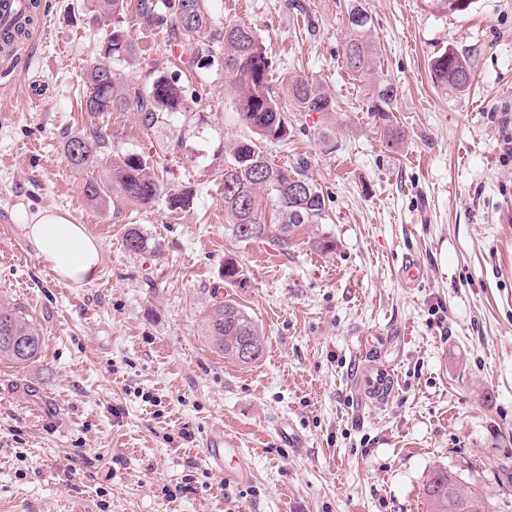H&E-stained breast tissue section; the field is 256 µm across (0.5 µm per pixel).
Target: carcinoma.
<instances>
[{
  "label": "carcinoma",
  "instance_id": "cac0c4a2",
  "mask_svg": "<svg viewBox=\"0 0 512 512\" xmlns=\"http://www.w3.org/2000/svg\"><path fill=\"white\" fill-rule=\"evenodd\" d=\"M208 0H193L185 10L184 0H137L139 22L146 29L165 31L169 47H192L190 63L205 66L216 64L224 69L228 87L237 110L254 137L236 140L226 150L224 165L219 168L222 204L230 222L231 234L247 242L265 237L270 225L262 217V192L274 194L279 216L275 230L281 245L289 243L291 232L303 225L324 223L328 216L324 192L305 176L307 160L286 168L272 162L265 153V144L288 137V121L270 84L271 63L262 41L252 27L245 24H214ZM100 18L112 28L100 52L85 72L87 95L85 111L110 112L112 109L139 112L149 126L164 116L186 108V96L179 82L161 71L152 83L142 86L120 73V66L135 54V42L121 21L126 0H95ZM348 36L343 47V63L359 78L370 76L378 60L377 50L367 37L371 18L360 0L347 5ZM430 73L437 87L463 93L473 81V65L469 57L457 51H442L430 61ZM398 89L385 83L375 91L371 102L382 124L385 145L396 150L406 134L390 119ZM288 94L299 111L332 112L336 102L324 89L303 76L289 80ZM109 136L97 127L70 137L64 146L68 164L75 169L102 167L98 176L86 180L83 195L92 205H101L116 194L127 201L147 206L165 197L173 209L190 206L193 197L173 193L155 170L149 155L108 153ZM125 247L134 253L156 248L139 230L133 228L125 236ZM224 287L240 288L246 282L243 268L227 259L221 272ZM203 336L224 357L243 363L239 349L243 341L251 342L255 354L250 362L259 360L264 352L262 330L231 294L216 298L203 320ZM15 336L25 342L26 350L15 349L0 340V360L26 365L38 358L44 347L39 324L17 303L0 298V337ZM428 512H495L491 498L477 488L466 489L458 476L446 469L433 471L425 486Z\"/></svg>",
  "mask_w": 512,
  "mask_h": 512
}]
</instances>
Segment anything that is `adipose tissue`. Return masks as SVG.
Wrapping results in <instances>:
<instances>
[{"label": "adipose tissue", "instance_id": "adipose-tissue-1", "mask_svg": "<svg viewBox=\"0 0 512 512\" xmlns=\"http://www.w3.org/2000/svg\"><path fill=\"white\" fill-rule=\"evenodd\" d=\"M24 228L38 257L61 278L76 284L92 278L100 259L99 247L83 225L72 223L65 214L40 210L27 217Z\"/></svg>", "mask_w": 512, "mask_h": 512}]
</instances>
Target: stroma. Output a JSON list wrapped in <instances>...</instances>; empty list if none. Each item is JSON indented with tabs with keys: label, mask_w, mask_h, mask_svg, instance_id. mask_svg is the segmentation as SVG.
Instances as JSON below:
<instances>
[{
	"label": "stroma",
	"mask_w": 512,
	"mask_h": 512,
	"mask_svg": "<svg viewBox=\"0 0 512 512\" xmlns=\"http://www.w3.org/2000/svg\"><path fill=\"white\" fill-rule=\"evenodd\" d=\"M48 34L0 61V296L24 306L45 336L35 362H0V512H426L424 488L445 468L512 512V0H476L464 14L421 0H362L379 52L372 79L343 65L347 0H209L215 23L251 26L272 63L288 121L267 144L279 165L308 157L330 218L242 242L229 231L217 175L225 147L249 134L224 71L190 65L161 30L124 25L136 55L127 78L164 67L185 111L147 126L140 113L81 107L87 63L106 28L94 0H40ZM471 55L469 91H444L429 62ZM313 79L335 112H301L289 77ZM398 87L387 151L369 110L375 85ZM113 155L154 156L168 188L193 196L141 207L82 194L66 140L91 127ZM68 213L100 247L94 277L58 279L21 217ZM138 229L158 251L124 246ZM330 236L321 252L308 240ZM423 269L406 282V258ZM248 280L233 296L264 336L242 365L201 334L225 259ZM392 370L389 399L359 389L362 372ZM216 426L249 459V483L208 462ZM295 431V444L276 430Z\"/></svg>",
	"instance_id": "stroma-1"
}]
</instances>
